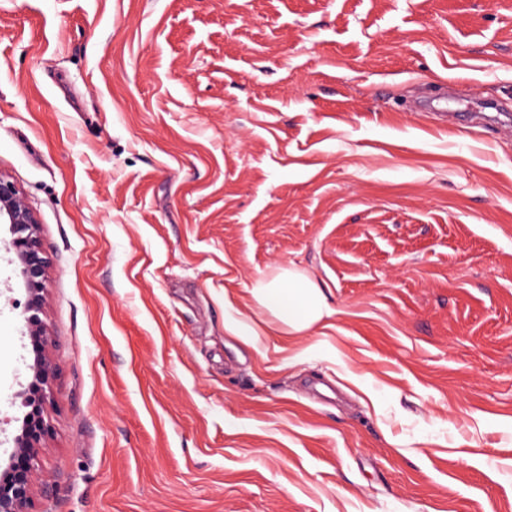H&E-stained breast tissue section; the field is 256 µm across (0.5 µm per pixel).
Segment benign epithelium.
Returning a JSON list of instances; mask_svg holds the SVG:
<instances>
[{"label":"benign epithelium","mask_w":512,"mask_h":512,"mask_svg":"<svg viewBox=\"0 0 512 512\" xmlns=\"http://www.w3.org/2000/svg\"><path fill=\"white\" fill-rule=\"evenodd\" d=\"M0 223L9 225L11 238L5 248L14 254L11 262L27 292V333L35 351L32 363L27 365L31 381L15 394L26 408L27 419L13 438L10 462L0 465V512H32L39 482L34 461L51 431L47 409L54 399L52 381L56 372L52 338L39 317L45 309L48 267L42 256L36 213L16 185L1 174Z\"/></svg>","instance_id":"1"}]
</instances>
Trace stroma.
<instances>
[{
  "label": "stroma",
  "mask_w": 512,
  "mask_h": 512,
  "mask_svg": "<svg viewBox=\"0 0 512 512\" xmlns=\"http://www.w3.org/2000/svg\"><path fill=\"white\" fill-rule=\"evenodd\" d=\"M511 122L512 0H0L57 365L36 512H512ZM288 267L333 310L302 336L250 293Z\"/></svg>",
  "instance_id": "1"
}]
</instances>
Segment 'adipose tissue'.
I'll return each mask as SVG.
<instances>
[{
  "mask_svg": "<svg viewBox=\"0 0 512 512\" xmlns=\"http://www.w3.org/2000/svg\"><path fill=\"white\" fill-rule=\"evenodd\" d=\"M251 294L292 336L308 333L332 314L324 288L309 275L293 269L258 281Z\"/></svg>",
  "mask_w": 512,
  "mask_h": 512,
  "instance_id": "obj_1",
  "label": "adipose tissue"
}]
</instances>
